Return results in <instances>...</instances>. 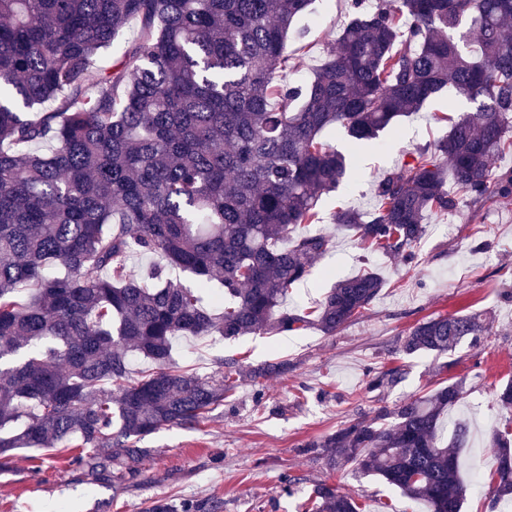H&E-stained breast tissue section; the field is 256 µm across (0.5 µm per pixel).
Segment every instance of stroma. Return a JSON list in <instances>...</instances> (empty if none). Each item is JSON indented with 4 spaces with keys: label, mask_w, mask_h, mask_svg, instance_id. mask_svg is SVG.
Segmentation results:
<instances>
[{
    "label": "stroma",
    "mask_w": 512,
    "mask_h": 512,
    "mask_svg": "<svg viewBox=\"0 0 512 512\" xmlns=\"http://www.w3.org/2000/svg\"><path fill=\"white\" fill-rule=\"evenodd\" d=\"M347 9L348 0H314L299 17L289 36L295 67L285 73L284 83L312 78L340 36ZM475 109V103L446 88L357 149L358 175L321 197L322 221L307 231L330 235L333 247L289 290L284 307L291 313L309 311L336 281L373 270L385 285L367 310L331 335L311 328L234 340H178L177 366L201 375L211 374L220 358L251 366L275 360L286 369L244 382L198 426L166 427L146 436L142 445L150 453L135 462L137 479L117 494L111 483L92 479L68 459L19 450L10 470L0 472V512H145L159 497H216L224 512H302L316 482L326 478L355 496L362 512H422L420 504L382 479L351 470L327 475L306 444L379 408H394L442 379L463 384L460 401L441 426L446 437L454 423L467 427L460 478L466 484L477 472L490 478L498 466L492 435L512 426V411L497 401L512 380V197L462 195L455 212L430 214L412 265L364 250L335 223L341 209L370 216L379 177L408 167L419 150L446 135L448 126L437 114ZM445 224L454 225L453 234L442 232ZM473 309L492 315L491 333L479 347L458 345L446 357L447 370H438L431 355L398 352L417 322ZM395 366L404 369L395 386L369 389L372 377Z\"/></svg>",
    "instance_id": "1"
}]
</instances>
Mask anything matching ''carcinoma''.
Wrapping results in <instances>:
<instances>
[{"instance_id":"cac0c4a2","label":"carcinoma","mask_w":512,"mask_h":512,"mask_svg":"<svg viewBox=\"0 0 512 512\" xmlns=\"http://www.w3.org/2000/svg\"><path fill=\"white\" fill-rule=\"evenodd\" d=\"M312 0H0V468L21 449L73 453L86 475L119 492L166 426L193 427L246 379L284 364L217 361L210 375L172 363L179 338L332 334L364 311L384 281L339 280L312 311L282 309L332 246L288 234L320 222L318 202L352 174L330 144L372 141L441 90L478 103L415 163L375 185L370 220L337 223L366 247L406 261L432 212L455 209L447 189L512 196L497 173L512 151V0H352L336 46L313 79L285 86L288 35ZM139 38L98 61L131 21ZM470 21L477 41L455 36ZM290 244L282 245L284 238ZM134 253L189 274L139 275ZM491 330L480 312L423 320L398 351L439 358ZM153 368L131 376L134 358ZM403 370L375 376L396 384ZM461 384L416 394L306 443L329 471L379 477L426 512H462L461 426L440 422ZM491 505L512 499V433L493 435ZM315 512H360L321 482ZM223 501L155 499L147 512H223Z\"/></svg>"}]
</instances>
